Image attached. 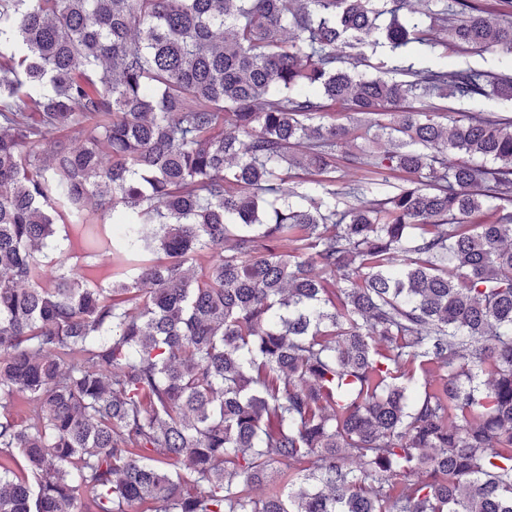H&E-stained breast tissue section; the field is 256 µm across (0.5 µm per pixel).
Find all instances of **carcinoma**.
<instances>
[{"mask_svg":"<svg viewBox=\"0 0 512 512\" xmlns=\"http://www.w3.org/2000/svg\"><path fill=\"white\" fill-rule=\"evenodd\" d=\"M424 2L0 0V512H512V73L358 70L512 22ZM449 112H509L512 101L483 100L480 103L468 101H448Z\"/></svg>","mask_w":512,"mask_h":512,"instance_id":"cac0c4a2","label":"carcinoma"}]
</instances>
